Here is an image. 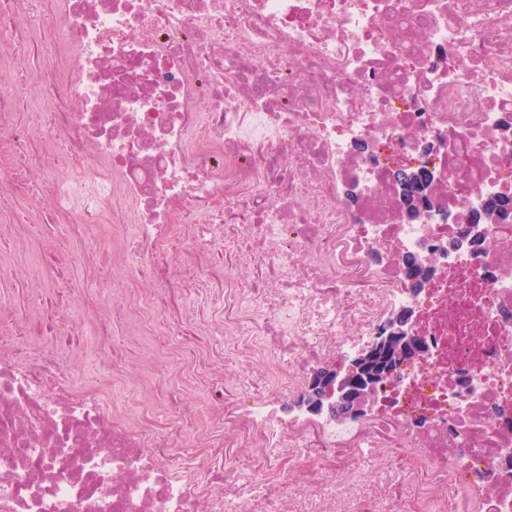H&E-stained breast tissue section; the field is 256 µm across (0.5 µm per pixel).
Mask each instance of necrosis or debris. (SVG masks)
I'll return each mask as SVG.
<instances>
[{"label": "necrosis or debris", "instance_id": "necrosis-or-debris-1", "mask_svg": "<svg viewBox=\"0 0 512 512\" xmlns=\"http://www.w3.org/2000/svg\"><path fill=\"white\" fill-rule=\"evenodd\" d=\"M21 9L37 37L15 30ZM0 30L48 106L24 113L0 84V157L23 159L0 215L23 199L77 233L112 222L113 264L135 262L147 284L114 290L102 318L74 287L80 257L54 260L0 333V512H288L294 478L326 482L379 447L410 454L405 496L377 512H512V224L478 221L512 196V0H0ZM438 137L437 214L412 222L397 161L423 160ZM370 139L385 162L371 164ZM56 164L68 177L46 200L23 171ZM431 254L413 292L403 259ZM360 288L376 306L362 335L415 306L430 358L398 367L364 418L289 410L355 347L344 300ZM188 296L205 303L190 326ZM244 323L269 359L259 387L204 342L220 328L247 346ZM156 325L206 399L201 436L194 402L158 370L165 411L112 396L131 377L124 353ZM87 328L109 370L96 388L61 358ZM242 449L257 457L241 488ZM457 462L467 478L451 500Z\"/></svg>", "mask_w": 512, "mask_h": 512}]
</instances>
